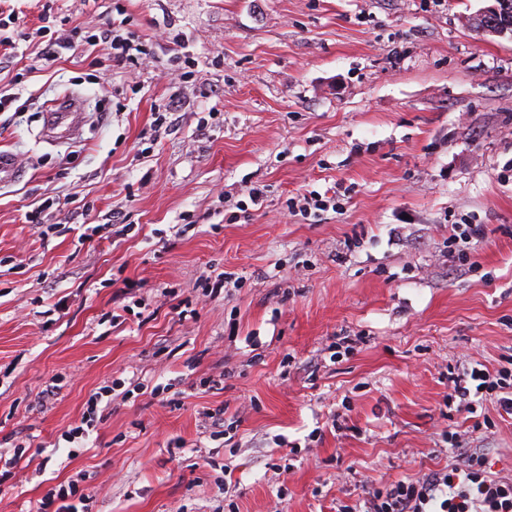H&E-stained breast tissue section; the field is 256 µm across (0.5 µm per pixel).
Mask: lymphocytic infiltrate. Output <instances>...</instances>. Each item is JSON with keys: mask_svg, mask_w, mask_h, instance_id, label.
I'll return each instance as SVG.
<instances>
[{"mask_svg": "<svg viewBox=\"0 0 512 512\" xmlns=\"http://www.w3.org/2000/svg\"><path fill=\"white\" fill-rule=\"evenodd\" d=\"M495 397L512 414V362L496 371L463 364L448 379L447 404L476 414L481 398ZM448 468L416 480H399L344 506L343 512H512V479L493 475L483 456L472 453L461 435L448 436Z\"/></svg>", "mask_w": 512, "mask_h": 512, "instance_id": "1", "label": "lymphocytic infiltrate"}]
</instances>
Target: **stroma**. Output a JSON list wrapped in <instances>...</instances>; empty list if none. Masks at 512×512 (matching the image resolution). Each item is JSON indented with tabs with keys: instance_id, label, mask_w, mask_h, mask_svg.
<instances>
[{
	"instance_id": "obj_1",
	"label": "stroma",
	"mask_w": 512,
	"mask_h": 512,
	"mask_svg": "<svg viewBox=\"0 0 512 512\" xmlns=\"http://www.w3.org/2000/svg\"><path fill=\"white\" fill-rule=\"evenodd\" d=\"M490 3L0 0V149L26 170L0 186V472L22 455L0 512L71 481L88 512H336L443 469L451 431L512 476V415L484 400L488 432L445 404L450 368L512 355V35L474 29ZM45 11L78 45L32 73ZM109 24L148 55L93 64L80 41ZM66 94L86 124L57 144ZM312 190L341 209L293 214ZM462 222L491 227L473 271L448 256ZM83 112L78 98L65 95L44 114L45 136L52 141H69L79 134ZM114 386L118 387L120 385L113 382V385L104 386L102 388L101 392H97L94 396H92L88 402V407H87L88 417L83 416L81 419L80 425H76V426L72 427L71 429L66 431L62 435V437L64 436L65 438H67L66 440L68 442H71V441H74L76 438L82 437L85 434H87V431L84 429L83 425L85 424L87 426V428L92 426L91 422H94L95 421L94 418H97V411H98L99 403L102 401V398L104 396L109 397L112 395V391L116 390L114 388ZM104 394H106V395H104Z\"/></svg>"
}]
</instances>
